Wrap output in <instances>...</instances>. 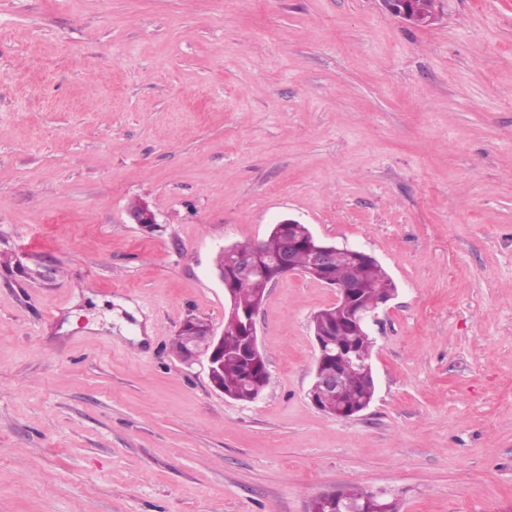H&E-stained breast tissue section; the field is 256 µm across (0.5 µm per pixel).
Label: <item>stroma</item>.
I'll use <instances>...</instances> for the list:
<instances>
[{"instance_id":"obj_1","label":"stroma","mask_w":512,"mask_h":512,"mask_svg":"<svg viewBox=\"0 0 512 512\" xmlns=\"http://www.w3.org/2000/svg\"><path fill=\"white\" fill-rule=\"evenodd\" d=\"M0 0V512H512V0ZM156 216L132 224L131 203ZM292 217L396 283L351 419L307 391L300 274L256 316L269 383L170 343L224 326L221 247ZM381 8L414 27H429L439 19L434 9L424 10L416 0H378ZM336 491V502L334 503L333 507L329 509V507L324 506V512H346L342 511L341 505H356V506H362L364 504L370 505L372 503V506L370 509H372L374 506L379 505V501L383 498L385 495H391L386 490H379L377 493H373V498L370 502V498L372 496V491L366 490L360 487H345L340 488L336 490H326L317 493L314 495L310 501L308 502L306 509L304 512H315V510L318 508V505L325 504L327 501H332V496L334 495Z\"/></svg>"}]
</instances>
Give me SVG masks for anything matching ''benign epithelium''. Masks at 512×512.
Masks as SVG:
<instances>
[{
  "label": "benign epithelium",
  "instance_id": "7a95c632",
  "mask_svg": "<svg viewBox=\"0 0 512 512\" xmlns=\"http://www.w3.org/2000/svg\"><path fill=\"white\" fill-rule=\"evenodd\" d=\"M381 8L400 18L404 23L414 27H429L439 19V14L434 9L426 10L416 0H378ZM299 221L285 219L277 224V228L285 242V248L280 253L276 263L264 267V255L252 246L230 245L223 248L225 254L231 256L230 271L217 267V276L224 288L225 307L224 329L232 330L243 337L241 353L258 371L264 366L261 358L258 334L256 327L257 312L240 311L235 308L232 299V288L237 278L247 275L263 273L276 282L280 278L297 272L293 265L294 254L298 250L306 251L310 256V264L304 276L317 281L330 288L336 289V305L343 309L349 325L355 328L370 327L375 321V316L368 315L367 309L361 303V286L351 283L346 286H338L331 278L332 267L335 264L336 252L344 249L359 261H373L375 257L363 250L340 247L334 243L319 238L311 231L298 229ZM189 331L191 336L208 337L214 348L211 353L203 355L196 352L194 343L190 342L184 352L181 361L193 363L200 358L207 362L208 377L212 385H217L218 376L222 372L223 357L220 346L224 333L217 332L213 324L205 319L189 317L185 319L180 331ZM313 336L319 352V363L315 366L313 381L308 390V398L312 405L321 412L336 418L347 416L352 418L362 412L356 409L351 413L339 409L336 404V394L340 384L341 369L349 364L356 363L371 370V365L363 361L352 345L335 346L332 336L336 335L334 328L312 320ZM337 350H332V347Z\"/></svg>",
  "mask_w": 512,
  "mask_h": 512
}]
</instances>
